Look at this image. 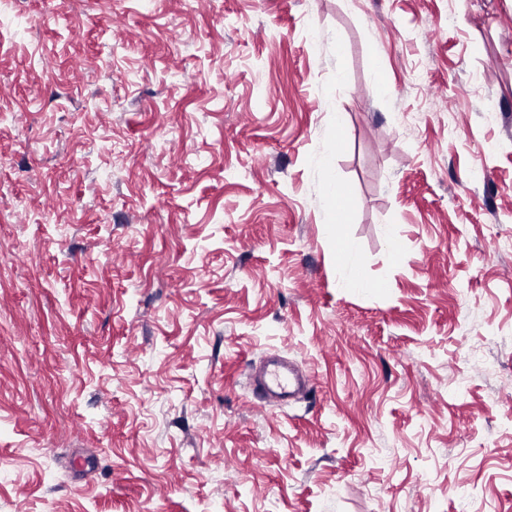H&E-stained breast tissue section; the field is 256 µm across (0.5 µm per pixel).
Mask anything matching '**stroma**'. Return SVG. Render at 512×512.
I'll use <instances>...</instances> for the list:
<instances>
[{
    "mask_svg": "<svg viewBox=\"0 0 512 512\" xmlns=\"http://www.w3.org/2000/svg\"><path fill=\"white\" fill-rule=\"evenodd\" d=\"M0 512H512V0H0ZM250 386L258 405L265 407L296 400L309 392L311 380L300 367L276 354L266 355L258 369L250 374Z\"/></svg>",
    "mask_w": 512,
    "mask_h": 512,
    "instance_id": "obj_1",
    "label": "stroma"
}]
</instances>
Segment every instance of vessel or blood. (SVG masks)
<instances>
[{
  "instance_id": "vessel-or-blood-1",
  "label": "vessel or blood",
  "mask_w": 512,
  "mask_h": 512,
  "mask_svg": "<svg viewBox=\"0 0 512 512\" xmlns=\"http://www.w3.org/2000/svg\"><path fill=\"white\" fill-rule=\"evenodd\" d=\"M250 386L255 399L264 407L301 398L309 392L311 380L304 370L289 363L287 358L272 354L265 356L259 368L251 373Z\"/></svg>"
}]
</instances>
